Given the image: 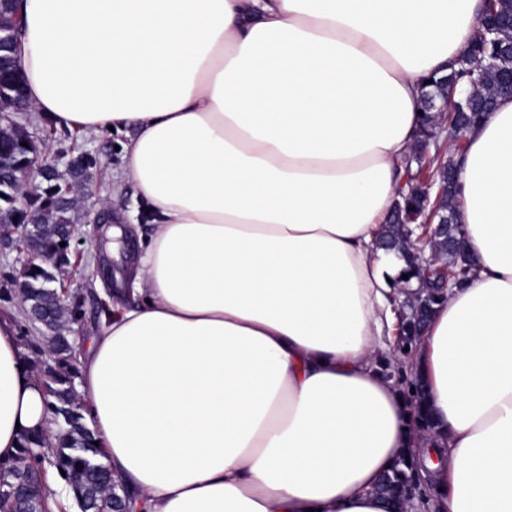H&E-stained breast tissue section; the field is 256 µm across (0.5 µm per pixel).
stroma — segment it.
Returning a JSON list of instances; mask_svg holds the SVG:
<instances>
[{"instance_id":"obj_1","label":"stroma","mask_w":512,"mask_h":512,"mask_svg":"<svg viewBox=\"0 0 512 512\" xmlns=\"http://www.w3.org/2000/svg\"><path fill=\"white\" fill-rule=\"evenodd\" d=\"M132 136V131L127 130L121 133L82 134L73 141L59 133L48 140L51 155H58L73 147L93 154L97 160L82 189L84 201L74 220L80 258L57 277L58 284L64 285L69 294L77 296L81 305L78 322L69 327L74 336L85 337L99 328L104 314L100 305L104 286H111L113 299L125 305L131 306L140 301L139 296L125 286L129 265L124 256L111 254L102 248L101 225L88 223L86 217L92 206L109 197L113 200L112 222L122 227L131 248H138L141 238L149 235L151 216L136 188L130 183L119 187L113 181L123 165L122 147ZM25 259V254L20 253L14 243L0 238V318H18V331L25 344L29 368L35 372L39 370L44 355L40 351L42 342L37 330L22 319L23 304L18 285Z\"/></svg>"}]
</instances>
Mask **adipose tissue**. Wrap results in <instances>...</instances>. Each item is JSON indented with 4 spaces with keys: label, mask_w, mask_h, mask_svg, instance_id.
I'll return each mask as SVG.
<instances>
[{
    "label": "adipose tissue",
    "mask_w": 512,
    "mask_h": 512,
    "mask_svg": "<svg viewBox=\"0 0 512 512\" xmlns=\"http://www.w3.org/2000/svg\"><path fill=\"white\" fill-rule=\"evenodd\" d=\"M483 0H24L34 111L135 127L122 180L153 216L79 355L78 400L131 512H387L415 455L439 512H512V97L466 134L458 219L477 278L410 363L434 428L377 363L399 262L378 249L424 79ZM49 426L0 318V461Z\"/></svg>",
    "instance_id": "ef3b65f1"
}]
</instances>
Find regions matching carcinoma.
I'll list each match as a JSON object with an SVG mask.
<instances>
[{
	"instance_id": "cac0c4a2",
	"label": "carcinoma",
	"mask_w": 512,
	"mask_h": 512,
	"mask_svg": "<svg viewBox=\"0 0 512 512\" xmlns=\"http://www.w3.org/2000/svg\"><path fill=\"white\" fill-rule=\"evenodd\" d=\"M512 18V0H485L482 21H499ZM22 32L21 0H0V91L5 97L19 99L25 89V76L15 52L12 37ZM512 29L504 24L494 39L480 31L468 45L463 55L448 67V72L432 77L431 94L439 95L455 86L465 91L448 110V138L459 141L466 131L478 123L488 112L493 111L497 98L512 95V53L502 52ZM438 134L427 112L420 118L419 137L414 149L421 155L420 162L412 163L411 172L425 174L436 180L440 176L438 155H427L430 140ZM38 160L43 166L41 179L46 183L42 193L28 199V205L20 212V222L25 225L26 239L30 249L41 257V261L24 269L25 288L22 296L28 309L42 320V331L46 351L50 360L43 363V377L46 381V408L56 423L53 434L45 431H31L22 437L18 454L8 462H0V512H36L47 508V499L41 483V469L49 463L57 471L65 472V478L72 487L76 501L84 505L85 512H118L125 507V495L112 494V477L109 469L99 461L102 450L95 441L93 431L88 427L83 414L84 407L73 392V379L78 376L75 343L67 335L66 324L77 319L79 304L72 302L63 309L59 304L57 289L51 287L56 275L48 269L54 255L60 250L62 232L65 226L73 224L78 198L64 192L59 185L60 173L53 167V161L44 157L36 141L30 139L18 125L0 124V207L12 203V195L23 190L32 177L29 165ZM93 159L79 153L70 157L66 175L72 184L82 185L91 168ZM457 166H448V191L439 202V209L448 214V223L454 225L453 233L463 239L455 203V178ZM424 204L423 192L416 186L405 191L401 198L400 210L407 213L420 211ZM382 235L386 241H394L401 254L409 251L403 229L395 222L384 225ZM457 275L468 281L475 273L461 269L458 253L448 255V268L433 269L429 281L435 285L430 306L441 304L439 289L436 288L444 275ZM418 314L417 307H401L395 315L400 324L394 329H403L405 336L399 342V353L410 356L417 345L411 330ZM421 382L416 371L411 377L399 379V386L412 400L411 425L416 431L428 433L431 423L421 411L423 397L411 392ZM23 473V488L18 494L9 487L12 476ZM416 480L415 465H403L388 475V481L381 497L392 503L393 512H402L403 489Z\"/></svg>"
}]
</instances>
